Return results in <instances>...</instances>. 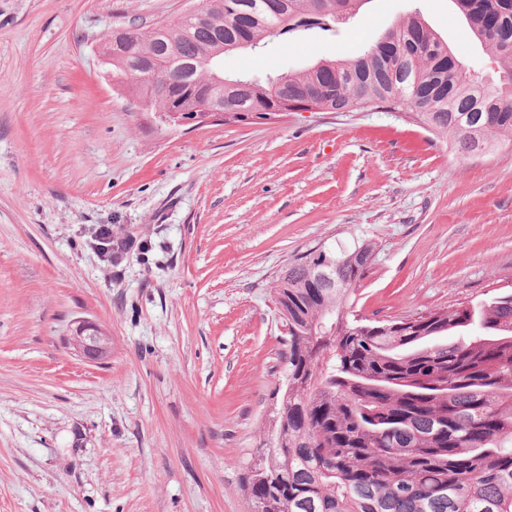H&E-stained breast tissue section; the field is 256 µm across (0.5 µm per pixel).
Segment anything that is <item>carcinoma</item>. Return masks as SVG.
Here are the masks:
<instances>
[{
    "label": "carcinoma",
    "instance_id": "1",
    "mask_svg": "<svg viewBox=\"0 0 512 512\" xmlns=\"http://www.w3.org/2000/svg\"><path fill=\"white\" fill-rule=\"evenodd\" d=\"M365 0H209L202 16L102 37L108 71L132 72L152 107L186 116L211 91L266 110L281 83L314 94L326 112L407 109L464 152L489 137L512 141V0H454L503 77L489 86L464 70L415 15L354 60L301 73L204 83L217 43L255 46L277 28L336 33ZM179 76V96L158 92L145 56ZM371 246L310 249L275 287L288 326L285 379L242 488L253 512H512V294L417 316L375 320L352 295ZM331 273L334 284L317 274ZM456 336L453 342L448 337Z\"/></svg>",
    "mask_w": 512,
    "mask_h": 512
}]
</instances>
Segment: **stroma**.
Here are the masks:
<instances>
[{"label":"stroma","instance_id":"stroma-1","mask_svg":"<svg viewBox=\"0 0 512 512\" xmlns=\"http://www.w3.org/2000/svg\"><path fill=\"white\" fill-rule=\"evenodd\" d=\"M189 0H0V512H252L241 473L284 381L275 284L320 244L372 246L356 309L512 291V142L462 153L386 109L171 122L96 47ZM480 80L454 0H366L338 35L267 37L226 77L361 56L412 14ZM138 245L111 262L101 225ZM90 321L102 360L70 338ZM71 342L87 360L104 358L109 351V338L95 324L88 321L80 323L71 336Z\"/></svg>","mask_w":512,"mask_h":512}]
</instances>
